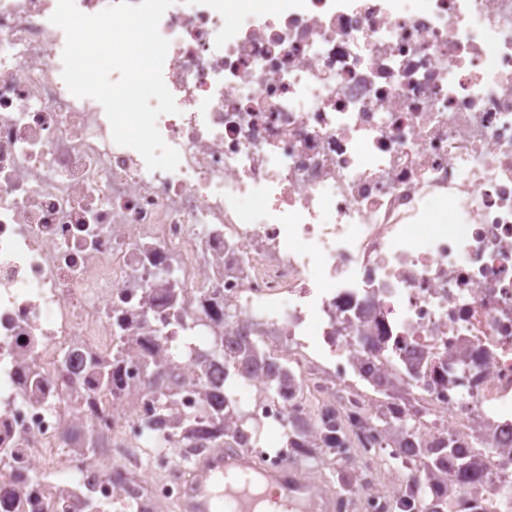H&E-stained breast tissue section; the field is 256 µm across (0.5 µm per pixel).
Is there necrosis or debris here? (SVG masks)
<instances>
[{
    "label": "necrosis or debris",
    "instance_id": "necrosis-or-debris-1",
    "mask_svg": "<svg viewBox=\"0 0 512 512\" xmlns=\"http://www.w3.org/2000/svg\"><path fill=\"white\" fill-rule=\"evenodd\" d=\"M57 3L0 0V512H160L226 443L354 465L340 512H512V0H305L220 48L176 0L172 172L69 92Z\"/></svg>",
    "mask_w": 512,
    "mask_h": 512
}]
</instances>
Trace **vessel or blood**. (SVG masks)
Wrapping results in <instances>:
<instances>
[{
	"instance_id": "1",
	"label": "vessel or blood",
	"mask_w": 512,
	"mask_h": 512,
	"mask_svg": "<svg viewBox=\"0 0 512 512\" xmlns=\"http://www.w3.org/2000/svg\"><path fill=\"white\" fill-rule=\"evenodd\" d=\"M180 483L172 512H336L332 480L314 483L291 463L263 466L231 445L195 458Z\"/></svg>"
}]
</instances>
